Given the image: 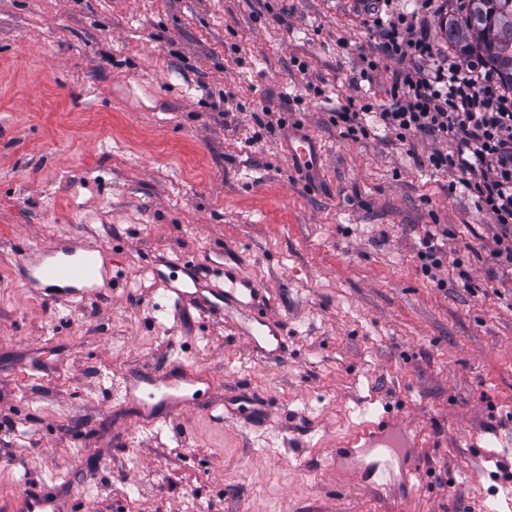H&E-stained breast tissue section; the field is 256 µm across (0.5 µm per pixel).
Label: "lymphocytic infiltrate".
<instances>
[{"mask_svg":"<svg viewBox=\"0 0 512 512\" xmlns=\"http://www.w3.org/2000/svg\"><path fill=\"white\" fill-rule=\"evenodd\" d=\"M367 12L366 24L378 38L377 56L359 76L373 82L378 59L396 62L386 101L357 110L341 106L330 122L355 141L369 138L373 122L402 143L415 137L438 141L428 165L458 172L459 185L498 228L492 258L512 265V93L480 62L435 60L412 14L397 11L394 0H367Z\"/></svg>","mask_w":512,"mask_h":512,"instance_id":"1","label":"lymphocytic infiltrate"}]
</instances>
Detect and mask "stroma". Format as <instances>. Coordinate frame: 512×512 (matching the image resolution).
Masks as SVG:
<instances>
[{
  "instance_id": "35a3bbf8",
  "label": "stroma",
  "mask_w": 512,
  "mask_h": 512,
  "mask_svg": "<svg viewBox=\"0 0 512 512\" xmlns=\"http://www.w3.org/2000/svg\"><path fill=\"white\" fill-rule=\"evenodd\" d=\"M456 0L420 13L437 57ZM374 34L355 0H0V512L49 483L83 512H512V267L432 140L353 141L340 104ZM316 142L294 170L263 109ZM448 229L446 287L417 252ZM107 236L112 280L80 303L23 287L22 248ZM240 269L288 329L257 358L235 321L174 316L157 255ZM43 358L46 369L30 376ZM171 360L274 408L143 428L112 377ZM397 422L419 476L377 496L342 468L355 432Z\"/></svg>"
}]
</instances>
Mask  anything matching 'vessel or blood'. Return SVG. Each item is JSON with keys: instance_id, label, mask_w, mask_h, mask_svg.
Masks as SVG:
<instances>
[{"instance_id": "vessel-or-blood-1", "label": "vessel or blood", "mask_w": 512, "mask_h": 512, "mask_svg": "<svg viewBox=\"0 0 512 512\" xmlns=\"http://www.w3.org/2000/svg\"><path fill=\"white\" fill-rule=\"evenodd\" d=\"M315 156V144L307 135L298 133L289 137L288 157L294 167H307L314 162ZM107 251L106 244L93 245L76 238L66 243L53 242L37 249L22 250L23 286L54 303L84 301L90 288L97 285L100 271L96 261ZM157 262L169 270L163 284L176 307L191 306L212 317L243 313L239 334L258 357L271 358L283 352L287 332L261 306L258 288L241 272L225 271L224 284L217 287L208 280L196 258L161 256ZM197 383V375L179 364L169 363L147 372L132 369L124 374L117 399L148 413L150 425L163 426L196 409ZM206 391L213 396L206 410L216 419L247 418L264 422L270 415L269 402L248 392L221 397L216 395L211 384L207 385ZM26 498L34 512H75L70 500L52 495L44 486L28 488Z\"/></svg>"}]
</instances>
